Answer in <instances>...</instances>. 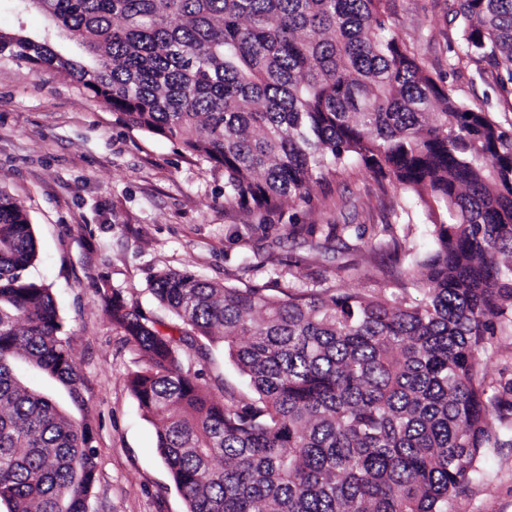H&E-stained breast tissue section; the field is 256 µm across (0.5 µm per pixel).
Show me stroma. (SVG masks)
Returning a JSON list of instances; mask_svg holds the SVG:
<instances>
[{"label": "stroma", "mask_w": 512, "mask_h": 512, "mask_svg": "<svg viewBox=\"0 0 512 512\" xmlns=\"http://www.w3.org/2000/svg\"><path fill=\"white\" fill-rule=\"evenodd\" d=\"M451 0H388L394 30L428 75L466 105L512 130V94L487 63L462 59L460 18ZM49 29L34 8L0 0V32L35 37ZM0 186L30 215L37 259L29 279L50 288L94 430L92 512H186V502L157 449L155 428L128 387L146 361L113 325L107 294L170 328L178 319L150 293L154 275L190 271L233 288H311L343 284L354 292L388 287L395 259L433 246L419 206L391 185L358 171L337 183L334 205L299 211L304 224H344L347 232L313 250L287 218H263L224 201V171L182 153L170 141L120 124L115 112L50 69L0 59ZM388 225L399 254L370 249L350 225ZM486 378L512 376V325L486 344ZM207 392L250 394L247 381L213 345L208 358L187 351ZM505 447L488 449L482 475L448 512H512V420L500 424Z\"/></svg>", "instance_id": "1"}]
</instances>
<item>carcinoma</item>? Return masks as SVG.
<instances>
[{
    "label": "carcinoma",
    "instance_id": "1",
    "mask_svg": "<svg viewBox=\"0 0 512 512\" xmlns=\"http://www.w3.org/2000/svg\"><path fill=\"white\" fill-rule=\"evenodd\" d=\"M76 59L0 34V58L76 79L119 121L224 168V201L270 214L336 204L358 167L415 194L433 249L395 291L229 288L162 271L181 336L112 294L147 360L129 387L186 512H448L504 445L482 345L512 323V131L429 76L385 0H41ZM462 55L512 85V0H454ZM321 195H316L315 190ZM315 248L347 225L298 223ZM21 204L0 188V507L91 512L93 429ZM421 276L413 277V267ZM414 288L421 295H407ZM220 342L253 395L210 397L182 346ZM61 389L50 393L40 384Z\"/></svg>",
    "mask_w": 512,
    "mask_h": 512
}]
</instances>
